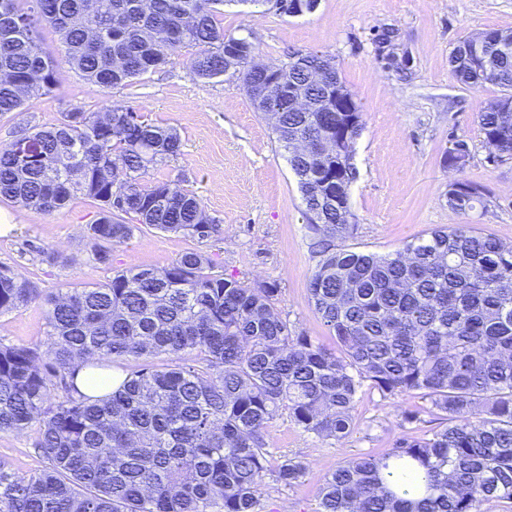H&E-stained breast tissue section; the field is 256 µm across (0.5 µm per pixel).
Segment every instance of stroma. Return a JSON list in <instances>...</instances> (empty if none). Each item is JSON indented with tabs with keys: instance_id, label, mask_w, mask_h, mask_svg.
<instances>
[{
	"instance_id": "obj_1",
	"label": "stroma",
	"mask_w": 512,
	"mask_h": 512,
	"mask_svg": "<svg viewBox=\"0 0 512 512\" xmlns=\"http://www.w3.org/2000/svg\"><path fill=\"white\" fill-rule=\"evenodd\" d=\"M221 22L225 34L253 41L258 63L313 51L335 59L363 113L353 145L357 177L349 204L355 229L348 247L388 254L448 224H468L512 244V163H488L478 126L480 111L501 89L491 82L468 87L449 64L464 39L486 29L512 30V0H319L313 12L296 17L267 4L229 0ZM193 55V49H183L160 70L111 91L62 67L53 94L0 115V146L23 129L57 124L62 113L75 108L102 113L115 104L133 107L151 122L176 128L183 141L181 155L151 169L143 186L178 182L218 220L217 233L199 242L144 228L112 246L109 262L98 263L87 237L88 224L97 218L89 200L75 197L51 214L0 202V270L50 291L104 281L121 270L162 268L198 248L209 254L215 271L276 284L292 332L333 346L309 300L317 259L287 154L238 77L198 78ZM457 140L470 149L459 170L445 162ZM456 180L481 186L486 208L452 213L448 185ZM48 252L55 254L54 262L45 261ZM0 341L46 347L40 303L0 315ZM358 397L355 426L340 442L303 433L284 415L268 424L265 442L273 458L298 457L307 471L296 484L267 486L260 512H318V489L327 472L360 453L385 454L406 433L430 437L438 425L418 396L386 399L366 384ZM407 412L417 413L418 421L405 422ZM37 437L34 425L1 434L0 460L20 474L45 469L47 460L34 450Z\"/></svg>"
}]
</instances>
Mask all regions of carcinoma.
Listing matches in <instances>:
<instances>
[{"instance_id": "1", "label": "carcinoma", "mask_w": 512, "mask_h": 512, "mask_svg": "<svg viewBox=\"0 0 512 512\" xmlns=\"http://www.w3.org/2000/svg\"><path fill=\"white\" fill-rule=\"evenodd\" d=\"M224 0H0V114L19 111L59 86L58 62L41 48V28L60 37L65 63L105 90L164 67L195 48L201 79L241 67L259 112L278 109L273 131L288 154L319 257L309 298L335 336L331 349L295 335L279 288L213 272L190 249L163 268L117 271L104 282L43 292L0 272V314L41 302L49 363L39 348L0 341V434L39 425L37 451L49 467L21 476L0 462V512H259L269 483L290 486L306 464L275 467L264 433L286 413L304 433L344 440L358 392L418 394L442 425L410 434L390 452L361 453L328 472L319 512H487L512 503V244L468 224L437 228L379 255L345 245L354 225L349 162L336 170L338 113L302 112L288 87L321 101V56L251 65L254 44L227 36ZM461 83L493 82L504 95L479 114L489 152L512 158V39L491 73L451 57ZM41 159L0 147V202L51 213L77 195L98 218L87 225L94 259L130 240L138 225L204 241L217 231L200 200L171 181L142 178L182 152L176 129L131 107L74 109L59 124L25 129ZM484 190L448 185V209L485 207ZM136 223L129 224L125 217ZM165 355L170 363L143 361ZM119 365L122 380L103 398L81 393Z\"/></svg>"}]
</instances>
